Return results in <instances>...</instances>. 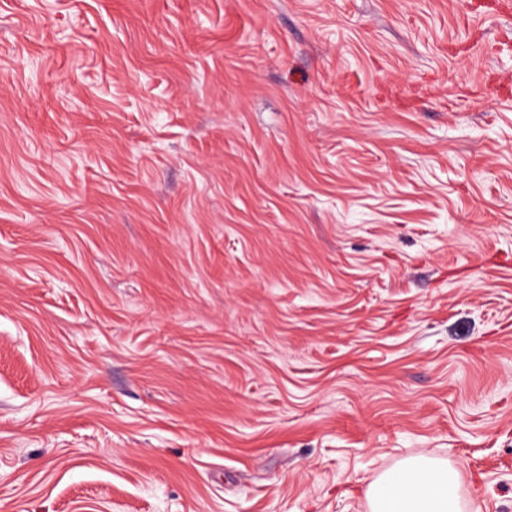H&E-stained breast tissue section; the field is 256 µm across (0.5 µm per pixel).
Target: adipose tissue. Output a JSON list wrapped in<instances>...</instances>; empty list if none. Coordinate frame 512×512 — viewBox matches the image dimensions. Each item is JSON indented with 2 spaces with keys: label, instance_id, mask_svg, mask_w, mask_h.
<instances>
[{
  "label": "adipose tissue",
  "instance_id": "adipose-tissue-1",
  "mask_svg": "<svg viewBox=\"0 0 512 512\" xmlns=\"http://www.w3.org/2000/svg\"><path fill=\"white\" fill-rule=\"evenodd\" d=\"M458 470L445 459L419 455L381 472L366 488L369 512H464Z\"/></svg>",
  "mask_w": 512,
  "mask_h": 512
}]
</instances>
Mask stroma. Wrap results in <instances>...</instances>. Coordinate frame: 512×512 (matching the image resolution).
Instances as JSON below:
<instances>
[{
	"label": "stroma",
	"instance_id": "stroma-1",
	"mask_svg": "<svg viewBox=\"0 0 512 512\" xmlns=\"http://www.w3.org/2000/svg\"><path fill=\"white\" fill-rule=\"evenodd\" d=\"M505 0H0V512H512ZM458 470L419 455L381 472L364 491L369 512H464Z\"/></svg>",
	"mask_w": 512,
	"mask_h": 512
}]
</instances>
